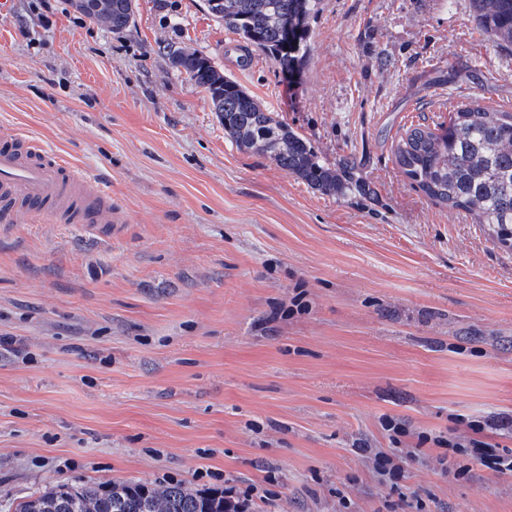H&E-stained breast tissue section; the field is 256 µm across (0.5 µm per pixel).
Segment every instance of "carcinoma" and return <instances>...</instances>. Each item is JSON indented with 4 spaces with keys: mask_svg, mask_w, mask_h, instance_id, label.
<instances>
[{
    "mask_svg": "<svg viewBox=\"0 0 512 512\" xmlns=\"http://www.w3.org/2000/svg\"><path fill=\"white\" fill-rule=\"evenodd\" d=\"M322 0H207L208 12L248 46L268 53L288 75L304 66L309 20ZM90 19L122 28L130 23L133 0H74ZM474 18L495 48L512 47V0H471ZM173 65L208 92L213 110L238 148L262 154L280 168L327 194L363 188L355 165L332 169L287 123L267 111L209 58L190 51ZM397 164L431 200L474 216L496 240L512 248V113L476 101L457 106L448 128L406 131L395 149ZM224 512V496L193 492L181 484L151 488L139 481L79 487L59 485L19 505V512Z\"/></svg>",
    "mask_w": 512,
    "mask_h": 512,
    "instance_id": "carcinoma-1",
    "label": "carcinoma"
}]
</instances>
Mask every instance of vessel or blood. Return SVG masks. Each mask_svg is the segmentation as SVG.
<instances>
[{
  "instance_id": "1",
  "label": "vessel or blood",
  "mask_w": 512,
  "mask_h": 512,
  "mask_svg": "<svg viewBox=\"0 0 512 512\" xmlns=\"http://www.w3.org/2000/svg\"><path fill=\"white\" fill-rule=\"evenodd\" d=\"M115 233L112 191L40 139L0 134V224L23 217Z\"/></svg>"
}]
</instances>
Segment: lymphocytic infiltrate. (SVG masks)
Returning a JSON list of instances; mask_svg holds the SVG:
<instances>
[{"label": "lymphocytic infiltrate", "mask_w": 512, "mask_h": 512, "mask_svg": "<svg viewBox=\"0 0 512 512\" xmlns=\"http://www.w3.org/2000/svg\"><path fill=\"white\" fill-rule=\"evenodd\" d=\"M380 424L389 440L388 447L374 446L372 440L361 437L354 442L353 451L376 474L379 484L387 489L389 498L384 502L387 512H396L400 507L405 512H422L420 498L405 492L407 469L413 463L428 468L437 466L442 472L457 477L461 471L448 459L449 453L453 452L469 455L493 472L512 471V456L501 454L498 445L482 438L485 428L506 430L512 428V420L492 418L485 423L475 420L469 422L467 432L452 429L445 435L413 429L405 419L395 416L382 417ZM429 443L437 447V454L425 452L424 447Z\"/></svg>", "instance_id": "1"}]
</instances>
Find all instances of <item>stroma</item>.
Returning <instances> with one entry per match:
<instances>
[{
    "label": "stroma",
    "instance_id": "obj_1",
    "mask_svg": "<svg viewBox=\"0 0 512 512\" xmlns=\"http://www.w3.org/2000/svg\"><path fill=\"white\" fill-rule=\"evenodd\" d=\"M310 57L224 63L205 0H134L113 29L72 0L0 16V128L111 185L107 239L40 218L0 232V512L60 484L267 483L271 512H382L351 448L382 416L439 433L512 417V249L395 162L457 105L512 113V48L470 0H323ZM212 59L370 193L328 195L224 133L176 49ZM304 286L309 306L285 315ZM412 465L424 512H512V473ZM274 481H266L267 470Z\"/></svg>",
    "mask_w": 512,
    "mask_h": 512
}]
</instances>
